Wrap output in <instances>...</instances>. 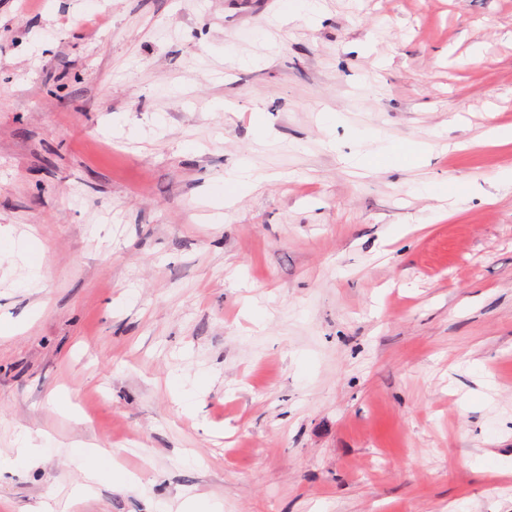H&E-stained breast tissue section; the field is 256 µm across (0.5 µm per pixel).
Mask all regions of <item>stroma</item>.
Wrapping results in <instances>:
<instances>
[{
  "instance_id": "stroma-1",
  "label": "stroma",
  "mask_w": 512,
  "mask_h": 512,
  "mask_svg": "<svg viewBox=\"0 0 512 512\" xmlns=\"http://www.w3.org/2000/svg\"><path fill=\"white\" fill-rule=\"evenodd\" d=\"M306 3L0 0V512H512V0Z\"/></svg>"
}]
</instances>
